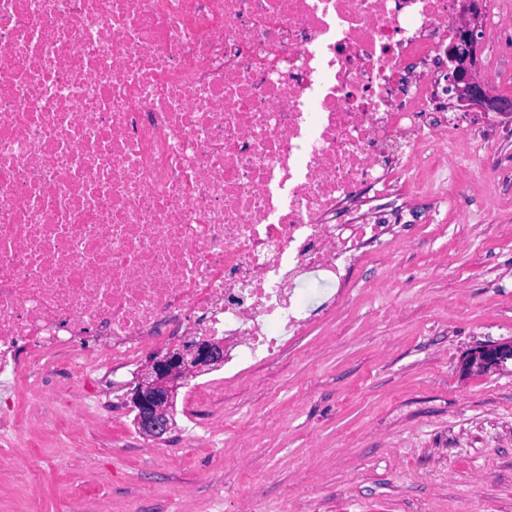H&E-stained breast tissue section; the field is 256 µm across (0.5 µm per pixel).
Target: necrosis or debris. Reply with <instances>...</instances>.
<instances>
[{"label":"necrosis or debris","mask_w":512,"mask_h":512,"mask_svg":"<svg viewBox=\"0 0 512 512\" xmlns=\"http://www.w3.org/2000/svg\"><path fill=\"white\" fill-rule=\"evenodd\" d=\"M512 0H0V390L187 331L265 364L425 172L512 183V113L442 116L460 21Z\"/></svg>","instance_id":"obj_1"}]
</instances>
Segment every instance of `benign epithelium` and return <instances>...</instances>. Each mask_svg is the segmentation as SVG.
Segmentation results:
<instances>
[{
    "label": "benign epithelium",
    "instance_id": "benign-epithelium-1",
    "mask_svg": "<svg viewBox=\"0 0 512 512\" xmlns=\"http://www.w3.org/2000/svg\"><path fill=\"white\" fill-rule=\"evenodd\" d=\"M479 25L476 16L465 19L448 47V95L485 103L502 112L512 111V100L489 96L472 67ZM512 361V339L476 349L462 362L463 375L482 374ZM224 365V340L193 339L181 348L150 356L144 371L128 385L125 404L135 413L138 432L159 440L174 428L173 410L179 390L189 378Z\"/></svg>",
    "mask_w": 512,
    "mask_h": 512
}]
</instances>
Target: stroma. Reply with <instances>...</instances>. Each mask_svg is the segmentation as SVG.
<instances>
[{
	"mask_svg": "<svg viewBox=\"0 0 512 512\" xmlns=\"http://www.w3.org/2000/svg\"><path fill=\"white\" fill-rule=\"evenodd\" d=\"M440 214L436 189L405 185L406 224L369 249L349 298L315 320L274 362L207 394L197 415L228 421L224 450L190 440L178 398L175 429L146 443L123 413L103 425L47 422L78 392L61 376L40 399L15 392L21 442L54 459L37 481L0 474V512H59L67 484H90L70 512H512V364L462 375L472 349L512 339V184L474 173Z\"/></svg>",
	"mask_w": 512,
	"mask_h": 512,
	"instance_id": "35a3bbf8",
	"label": "stroma"
}]
</instances>
